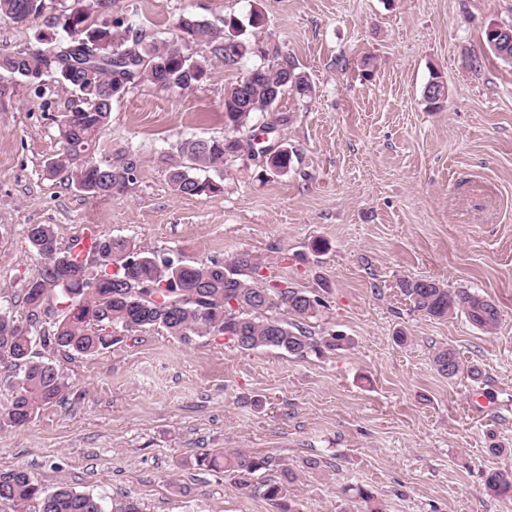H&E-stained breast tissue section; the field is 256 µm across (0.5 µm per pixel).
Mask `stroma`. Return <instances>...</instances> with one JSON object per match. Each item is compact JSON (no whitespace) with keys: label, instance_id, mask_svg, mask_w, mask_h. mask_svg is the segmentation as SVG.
<instances>
[{"label":"stroma","instance_id":"stroma-1","mask_svg":"<svg viewBox=\"0 0 512 512\" xmlns=\"http://www.w3.org/2000/svg\"><path fill=\"white\" fill-rule=\"evenodd\" d=\"M254 9L266 25L249 38L264 56L216 63L189 91L143 84L114 103L101 145L146 158L121 195L91 199L47 178L54 118L71 94L40 97L15 82L0 112V288L20 286L37 264L31 224L51 225L63 247L122 237L190 264L245 250L264 275L323 300L307 322L315 336L352 346L296 358L147 331L92 355L40 350L68 393L25 427H0V471L67 483L105 512L128 499L142 512H277L258 490L196 464L240 450L295 473L300 512H367L362 489L383 512H512V497L484 488L487 471L512 470V63L482 40L489 24L512 26V0H112L91 19L164 39L180 15L244 19ZM43 33L67 37L43 17L2 19L0 52L38 46ZM282 55L314 88L308 100L282 97L292 121L270 137L296 150L294 168L263 180L262 157H246L225 167L223 193L176 194L154 154L223 135L225 87ZM471 56L479 68H468ZM435 71L448 84L439 110L423 99ZM404 278L491 300L497 329L414 311ZM440 345L482 380L440 376ZM309 458L322 467L305 468Z\"/></svg>","mask_w":512,"mask_h":512}]
</instances>
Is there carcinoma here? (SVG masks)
Segmentation results:
<instances>
[{
  "instance_id": "carcinoma-1",
  "label": "carcinoma",
  "mask_w": 512,
  "mask_h": 512,
  "mask_svg": "<svg viewBox=\"0 0 512 512\" xmlns=\"http://www.w3.org/2000/svg\"><path fill=\"white\" fill-rule=\"evenodd\" d=\"M57 0H0V17L12 22H31L49 17L69 36L66 42L45 39L44 47L18 48L0 53V106L5 105L8 83L43 77L74 93L68 111L54 117L60 147L47 159L49 177L63 176L87 197L102 198L125 193L137 180L144 158L132 146L100 157L99 138L108 126L112 107L120 93L144 83L160 89L192 90L211 74L215 62L238 64L251 53L242 39L243 25L234 16L220 21L195 14H182L169 39L146 40L134 22H90L93 10L112 6V0H77L70 12L55 13ZM193 44L209 48V55L189 53ZM259 73L247 84V98L240 96V82L224 90L222 137L187 138L154 155L168 181L180 195L209 198L223 192V185L207 176L256 150L260 132L274 133L289 123L290 116L278 109L282 96L291 93L309 98L314 88L306 75L286 56L273 65L257 66ZM432 105L448 98V85L434 74L423 90ZM258 113L269 121L254 125ZM295 153L283 143L266 159L273 174L293 168ZM26 238L40 262L23 279L20 296L27 314L19 318L0 308V362L11 369V397L0 402V425L22 427L44 406L63 399L68 383L49 362L33 351L62 349L82 355L95 354L122 337L145 330H162L183 342L193 337H224L242 350L277 349L290 356L336 350L350 340L331 334L319 340L303 326L314 318L323 302L307 292L264 280L261 266L243 251L222 262L190 265L161 257L123 238H95L82 254L76 244L60 248L49 224H30ZM402 294L425 316L445 319L455 311L464 313L474 328L486 333L499 323L500 313L490 300L466 290L452 291L422 278L402 279ZM436 371L448 379L463 365L455 349L440 346L433 351ZM271 456L218 451L197 459V465L222 471L248 488L258 472L273 466ZM284 478L266 479L263 496L279 512H298L292 505ZM484 485L495 496L512 495V472L493 470ZM0 500L22 509L31 502L38 512H104L91 494L62 484L49 488L24 469L0 472Z\"/></svg>"
}]
</instances>
